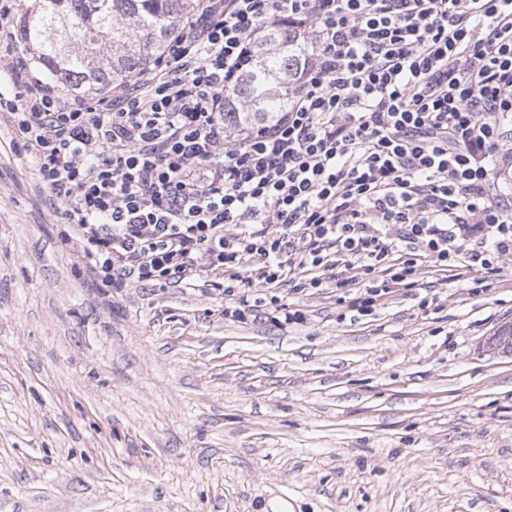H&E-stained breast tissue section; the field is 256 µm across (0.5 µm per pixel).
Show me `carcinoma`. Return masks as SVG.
Listing matches in <instances>:
<instances>
[{
  "label": "carcinoma",
  "mask_w": 512,
  "mask_h": 512,
  "mask_svg": "<svg viewBox=\"0 0 512 512\" xmlns=\"http://www.w3.org/2000/svg\"><path fill=\"white\" fill-rule=\"evenodd\" d=\"M196 0H21L18 41L37 69L78 95L108 91L161 58ZM304 60L299 26L268 28L229 93L224 121L252 126L288 107Z\"/></svg>",
  "instance_id": "carcinoma-1"
}]
</instances>
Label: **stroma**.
Segmentation results:
<instances>
[{"instance_id":"35a3bbf8","label":"stroma","mask_w":512,"mask_h":512,"mask_svg":"<svg viewBox=\"0 0 512 512\" xmlns=\"http://www.w3.org/2000/svg\"><path fill=\"white\" fill-rule=\"evenodd\" d=\"M0 126V512H512V264L335 288L105 287ZM300 323L224 316L241 296Z\"/></svg>"}]
</instances>
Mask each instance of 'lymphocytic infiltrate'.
<instances>
[{
	"label": "lymphocytic infiltrate",
	"mask_w": 512,
	"mask_h": 512,
	"mask_svg": "<svg viewBox=\"0 0 512 512\" xmlns=\"http://www.w3.org/2000/svg\"><path fill=\"white\" fill-rule=\"evenodd\" d=\"M0 117L110 288L336 280L365 316L429 263L475 289L512 261V0H201L164 57L112 96L72 99L16 55ZM303 31L292 102L231 127L227 94L260 30ZM305 276L295 279V269Z\"/></svg>",
	"instance_id": "1"
}]
</instances>
